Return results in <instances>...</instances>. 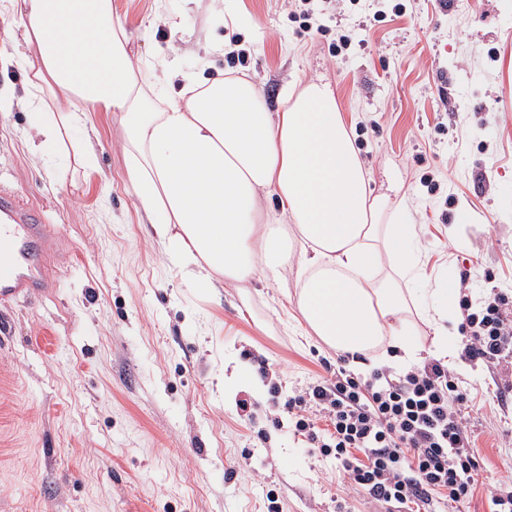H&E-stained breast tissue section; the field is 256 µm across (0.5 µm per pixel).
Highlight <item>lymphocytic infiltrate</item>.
Here are the masks:
<instances>
[{
  "instance_id": "f902f5d3",
  "label": "lymphocytic infiltrate",
  "mask_w": 512,
  "mask_h": 512,
  "mask_svg": "<svg viewBox=\"0 0 512 512\" xmlns=\"http://www.w3.org/2000/svg\"><path fill=\"white\" fill-rule=\"evenodd\" d=\"M463 354L469 360L512 359V301L501 292L459 299ZM464 395L439 360L403 372L375 369L361 378L336 373L289 399L296 433L322 456L334 457L351 485L382 512L458 503L472 492L479 469L470 447ZM329 426L317 429L316 419Z\"/></svg>"
}]
</instances>
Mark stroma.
<instances>
[{
	"mask_svg": "<svg viewBox=\"0 0 512 512\" xmlns=\"http://www.w3.org/2000/svg\"><path fill=\"white\" fill-rule=\"evenodd\" d=\"M112 5L170 92L182 87L162 64L173 49L182 71L247 75L272 112L287 87L326 77L375 183L399 176L427 226L428 273L512 298V0ZM308 7L320 37L304 29ZM24 46L1 15V96L24 95L10 62ZM91 119L88 177L32 156L28 107L0 112V191L41 208L58 266L53 288L0 302V512H375L293 432L289 399L337 359L286 313L297 273L187 287L137 220L117 116ZM228 357L248 383H225ZM453 370L480 468L473 493L441 510L491 512L486 484L512 486V364L460 357Z\"/></svg>",
	"mask_w": 512,
	"mask_h": 512,
	"instance_id": "35a3bbf8",
	"label": "stroma"
}]
</instances>
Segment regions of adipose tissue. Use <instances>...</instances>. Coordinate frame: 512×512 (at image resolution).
Instances as JSON below:
<instances>
[{"mask_svg":"<svg viewBox=\"0 0 512 512\" xmlns=\"http://www.w3.org/2000/svg\"><path fill=\"white\" fill-rule=\"evenodd\" d=\"M6 2L27 46L14 62L31 73L33 155L69 149L94 171L89 115L118 114L135 205L188 287L295 270L292 317L305 335L352 357L385 343L410 361L419 354L413 337L427 335L431 355L454 362V309L415 301L427 262L407 194L393 179L371 190L329 82L290 90L278 112L244 76L186 73L174 96L133 59L112 0ZM267 195L293 231L260 216Z\"/></svg>","mask_w":512,"mask_h":512,"instance_id":"obj_1","label":"adipose tissue"}]
</instances>
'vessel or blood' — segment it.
I'll return each instance as SVG.
<instances>
[{"label": "vessel or blood", "instance_id": "obj_1", "mask_svg": "<svg viewBox=\"0 0 512 512\" xmlns=\"http://www.w3.org/2000/svg\"><path fill=\"white\" fill-rule=\"evenodd\" d=\"M53 236L39 210L0 194V300L28 296L53 279Z\"/></svg>", "mask_w": 512, "mask_h": 512}]
</instances>
